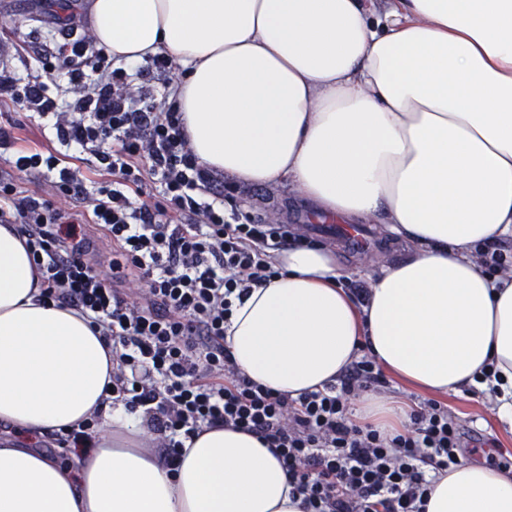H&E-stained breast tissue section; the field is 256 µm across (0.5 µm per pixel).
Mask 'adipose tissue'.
I'll list each match as a JSON object with an SVG mask.
<instances>
[{"mask_svg": "<svg viewBox=\"0 0 512 512\" xmlns=\"http://www.w3.org/2000/svg\"><path fill=\"white\" fill-rule=\"evenodd\" d=\"M98 46L130 65L167 53L196 155L238 182L293 185L328 216L380 220L409 252L357 310L330 246L280 251L281 274L236 306L239 371L298 397L359 343L399 377L456 392L485 365L512 424V278L475 249L512 236V0H93ZM16 231L0 226V423L44 436L102 407L96 451L60 463L0 441V512H304L255 437L212 429L176 470L142 412L106 403L112 350L31 291ZM426 512H512V476L462 464Z\"/></svg>", "mask_w": 512, "mask_h": 512, "instance_id": "obj_1", "label": "adipose tissue"}]
</instances>
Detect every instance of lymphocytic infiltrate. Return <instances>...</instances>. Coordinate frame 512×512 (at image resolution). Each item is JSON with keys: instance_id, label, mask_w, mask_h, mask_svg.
I'll list each match as a JSON object with an SVG mask.
<instances>
[{"instance_id": "obj_1", "label": "lymphocytic infiltrate", "mask_w": 512, "mask_h": 512, "mask_svg": "<svg viewBox=\"0 0 512 512\" xmlns=\"http://www.w3.org/2000/svg\"><path fill=\"white\" fill-rule=\"evenodd\" d=\"M64 4L28 45L0 38V105L53 130L33 144L23 122L0 123V224L15 225L32 254L39 298L111 342L112 400L142 409L166 466L185 440L224 428L282 462L305 512H425L432 484L463 456L455 413L429 400L394 432L358 420L354 400L388 384L362 348L333 382L295 399L240 373L224 346L234 307L278 275L292 235L234 206L247 186L199 161L170 93L174 59L118 61L97 45L88 0ZM27 48L40 68L22 76ZM95 232L112 245L107 279Z\"/></svg>"}]
</instances>
